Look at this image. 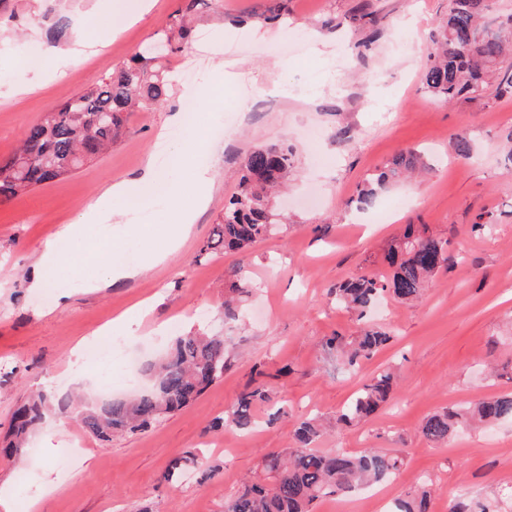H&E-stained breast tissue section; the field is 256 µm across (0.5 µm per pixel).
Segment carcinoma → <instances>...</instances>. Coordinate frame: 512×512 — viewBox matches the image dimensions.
I'll return each instance as SVG.
<instances>
[{"label":"carcinoma","instance_id":"1","mask_svg":"<svg viewBox=\"0 0 512 512\" xmlns=\"http://www.w3.org/2000/svg\"><path fill=\"white\" fill-rule=\"evenodd\" d=\"M504 22L495 15L489 0H449L448 17L440 24L431 64L424 75L425 88L435 97L453 101L478 96L504 57L507 45L501 36ZM167 70L139 55L87 87L62 105L47 112L26 130L19 147L0 158V201L19 197L32 188L54 181L112 146L126 126V112L139 101L156 103L166 96ZM295 151L286 143L260 146L244 159L239 189L224 205V215L201 253L246 252L260 240L280 232L286 217L277 212L272 192L291 172ZM420 156L409 150L397 152L390 163L367 181L358 197L370 205L378 194L413 173ZM391 276L377 281L363 276L349 278L332 289L336 302L364 318L383 292L400 303L420 298L441 268L452 262L445 244L408 225L387 253ZM390 341L382 327L368 326L350 342L339 336L326 341L327 349L340 354L351 369L369 360ZM226 339L220 334L188 333L176 337L157 362L147 366L152 388L129 398H111L88 405L79 413L82 428L93 437L112 440L115 433H136L191 405L224 375ZM397 386L389 368L375 373L353 401L336 417L349 424L374 413L387 403ZM273 403L264 383L246 388L232 409L215 419L214 427L248 432L256 425L255 410ZM68 409V399L37 393L13 415L11 455H22L29 436L50 408ZM512 420V394L489 397L466 410L448 408L427 416L421 434L441 446L463 422ZM325 425L306 419L294 430L295 447L271 450L262 458L263 477L246 483L224 501V512H312V505L327 495H347L361 486L390 478L403 465L397 453L377 448L347 452L314 448ZM192 450L174 459L163 474L172 481L197 464ZM430 491L423 487L413 495L394 500L389 512H428Z\"/></svg>","mask_w":512,"mask_h":512}]
</instances>
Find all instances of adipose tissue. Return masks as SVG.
Listing matches in <instances>:
<instances>
[{"label":"adipose tissue","instance_id":"adipose-tissue-1","mask_svg":"<svg viewBox=\"0 0 512 512\" xmlns=\"http://www.w3.org/2000/svg\"><path fill=\"white\" fill-rule=\"evenodd\" d=\"M160 177L153 163H146L139 178L121 180L108 185L91 201L76 222L59 225L52 237L45 240L37 261L31 287L43 291L53 285L52 270L61 260H69L74 273H81L83 255L63 257L60 242H79L88 225L98 227L99 240L111 244L114 237L126 232L125 212L119 203L125 199H147L150 190L159 182ZM212 181L209 169L193 168L185 178L167 185L166 196L176 216L175 223L163 228V245L152 252L155 263H163L183 247L198 212L207 203V189Z\"/></svg>","mask_w":512,"mask_h":512}]
</instances>
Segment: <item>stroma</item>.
<instances>
[{
  "label": "stroma",
  "mask_w": 512,
  "mask_h": 512,
  "mask_svg": "<svg viewBox=\"0 0 512 512\" xmlns=\"http://www.w3.org/2000/svg\"><path fill=\"white\" fill-rule=\"evenodd\" d=\"M103 2L0 0V157L92 78L169 35L187 0H150L147 12L104 40L92 29L79 34L78 24ZM447 14L448 0H203L191 14L193 42L164 60L163 101L130 112L126 134L99 159L0 202V446L14 411L42 379L52 378L57 397L95 396L98 369L86 367V382L76 385L67 356L132 305L146 307L135 335L123 339L139 364L194 329L229 338L223 377L146 431L103 442L73 413L49 410L20 459L0 457L12 512H30L34 500L39 512H222L263 454L291 444L303 418L335 416L387 366L400 374L392 404L326 436L322 448L403 455L401 470L383 483L386 506L426 479L435 489L431 512H448L461 496L512 498V420L461 427L444 446L420 433L431 413L512 392L502 370L512 360V87L499 70L473 99L443 103L426 90L429 50ZM31 53L45 56V69L25 65ZM190 105L208 131L195 162L211 167L213 184L180 252L151 264L137 231L162 222L167 202L158 189L150 203L124 204L135 229L115 249L138 265L136 274L90 290L61 269L52 288L31 291L41 243L76 221L105 186L137 177L158 145L168 157L158 167L163 179L184 176L178 150L193 128L180 117ZM461 132L472 159L455 152ZM281 142L296 152L278 200L288 215L284 231L245 255L201 256L247 153ZM407 148L421 152L431 172L360 208L366 179ZM478 222L491 232L475 231ZM408 224L446 242L453 263L418 302L386 295L358 319L331 288L352 276H389L385 255ZM242 287L249 294L238 319L225 318V297ZM367 323L392 339L346 371L323 345L333 336L351 339ZM258 369L285 416L272 427L258 420L249 432L213 429ZM194 448L203 449V464L177 484L162 482L171 458Z\"/></svg>",
  "instance_id": "1"
}]
</instances>
